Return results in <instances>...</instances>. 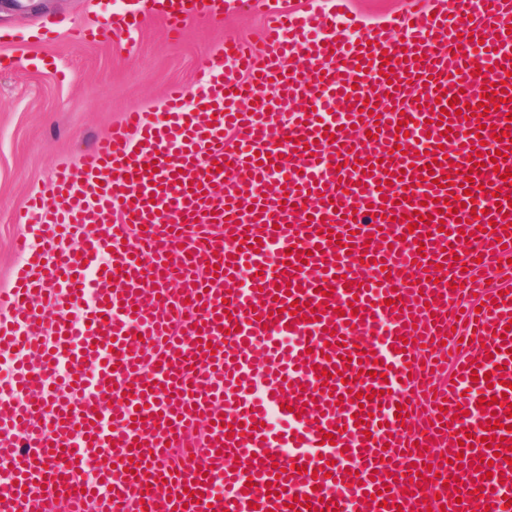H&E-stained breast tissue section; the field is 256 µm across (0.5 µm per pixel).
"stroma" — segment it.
<instances>
[{"instance_id":"35a3bbf8","label":"stroma","mask_w":512,"mask_h":512,"mask_svg":"<svg viewBox=\"0 0 512 512\" xmlns=\"http://www.w3.org/2000/svg\"><path fill=\"white\" fill-rule=\"evenodd\" d=\"M119 0H51L37 11H0V291L12 286L23 260L19 237L37 241L38 227L16 223L60 157L78 159L124 113L161 115L171 84L196 87L198 63L220 53L229 38L259 40L261 17L228 13L223 23L195 20L183 36L150 18L132 40L74 43L72 26L106 21ZM55 39L45 40L44 30Z\"/></svg>"}]
</instances>
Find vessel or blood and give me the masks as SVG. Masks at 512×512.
Here are the masks:
<instances>
[{
    "label": "vessel or blood",
    "mask_w": 512,
    "mask_h": 512,
    "mask_svg": "<svg viewBox=\"0 0 512 512\" xmlns=\"http://www.w3.org/2000/svg\"><path fill=\"white\" fill-rule=\"evenodd\" d=\"M228 3L261 44L225 42L163 120L126 113L30 200L0 512H505L512 0L359 25L347 0H125L72 35H179Z\"/></svg>",
    "instance_id": "1"
}]
</instances>
